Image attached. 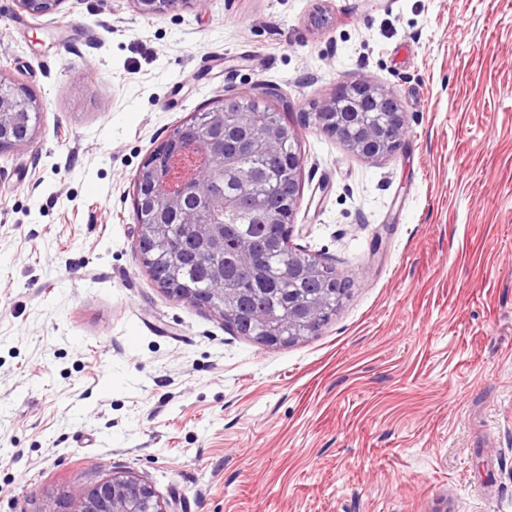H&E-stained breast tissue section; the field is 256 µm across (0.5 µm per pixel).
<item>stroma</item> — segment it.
I'll list each match as a JSON object with an SVG mask.
<instances>
[{
	"label": "stroma",
	"mask_w": 512,
	"mask_h": 512,
	"mask_svg": "<svg viewBox=\"0 0 512 512\" xmlns=\"http://www.w3.org/2000/svg\"><path fill=\"white\" fill-rule=\"evenodd\" d=\"M0 73L40 99L0 153V512H76L116 472L177 512H512V0H0ZM395 95L380 158L304 124ZM278 89L293 250L347 295L265 346L167 293L133 179L210 103ZM142 14H157L167 10L176 9L191 3H200L202 0H133ZM367 112H386L389 124L378 128L367 123ZM323 132L338 136L347 148L366 158L393 152L406 133L401 103L369 80L341 85L317 112L305 114Z\"/></svg>",
	"instance_id": "obj_1"
}]
</instances>
